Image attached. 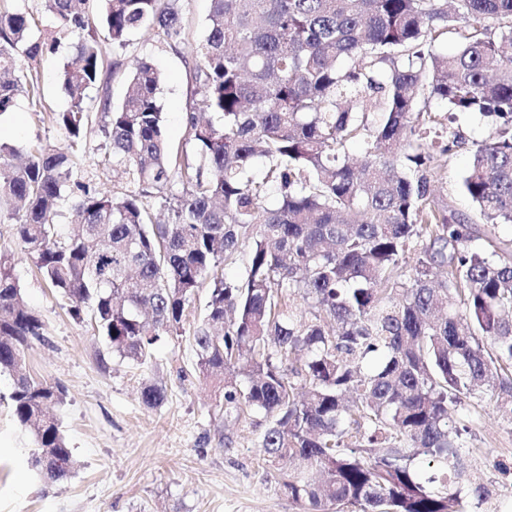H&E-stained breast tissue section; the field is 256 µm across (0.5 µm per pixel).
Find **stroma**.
Returning <instances> with one entry per match:
<instances>
[{
    "label": "stroma",
    "instance_id": "obj_1",
    "mask_svg": "<svg viewBox=\"0 0 512 512\" xmlns=\"http://www.w3.org/2000/svg\"><path fill=\"white\" fill-rule=\"evenodd\" d=\"M209 11L210 0H184L182 39L171 45L141 30L118 47L98 31L111 72L103 86L87 91L89 109L104 95L120 104L133 63L149 61L162 75L158 98L168 147L175 154L194 152L185 116L195 97V51L206 35ZM74 56L72 38L58 33L55 51L33 63L40 76L39 106L17 96L13 109L0 115L1 141L71 153L52 115L68 107L58 86ZM452 129L460 144L445 167L430 171L431 189L470 216L474 206L460 184L471 144L488 138L491 127L482 116L467 114ZM110 150L101 130L93 129L74 181L107 195L126 190L125 175L103 162ZM0 248L12 254L24 299L44 323V339L27 352L26 365L35 377L65 386L66 400L56 413L77 462L67 479L54 484L33 469V437L13 415V377L0 373V512H302L268 472L262 448L266 419L225 415L212 381L196 367L189 329L204 315L206 289H199L187 311V332L164 339L149 363L139 365L108 354L91 310L78 320L71 316L69 302L39 274L11 225L0 223ZM147 383L163 388L160 406L143 405L140 391ZM451 420L469 427L463 483L488 489L480 512H512V420L501 417L490 399L478 408L456 407ZM495 459L503 470L492 467Z\"/></svg>",
    "mask_w": 512,
    "mask_h": 512
}]
</instances>
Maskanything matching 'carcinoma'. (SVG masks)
I'll return each instance as SVG.
<instances>
[{"instance_id": "obj_1", "label": "carcinoma", "mask_w": 512, "mask_h": 512, "mask_svg": "<svg viewBox=\"0 0 512 512\" xmlns=\"http://www.w3.org/2000/svg\"><path fill=\"white\" fill-rule=\"evenodd\" d=\"M0 0V114L39 77L21 69L55 49L36 19ZM44 0L75 39L53 122L76 147L92 130L86 90L102 82L93 26L112 44L152 31L181 37L180 0ZM196 51L198 102L186 121L198 158L169 153L160 73L138 60L124 101L101 104L107 161L131 188L70 194L81 232L55 218L76 154L42 146L15 162L0 143V223L81 319L91 307L112 353L145 364L210 282L193 327L197 367L225 415L268 419L269 472L304 512H475L488 491L463 492L465 423L448 410L485 397L512 418V241L483 239L441 206L427 172L458 146L448 121L479 113L494 136L475 142L462 181L483 224H512V0H210ZM459 37L440 53L442 35ZM446 104L435 114L430 102ZM364 155L349 162L348 146ZM265 166L256 178V162ZM179 194L165 195L172 181ZM274 194L278 204L264 205ZM168 211L152 220L156 199ZM247 247L241 280L224 264ZM310 301L299 313L290 297ZM44 336L11 254L0 251V372L31 429V461L47 482L76 462L53 405L61 383L22 372ZM157 407L164 392L142 388Z\"/></svg>"}]
</instances>
